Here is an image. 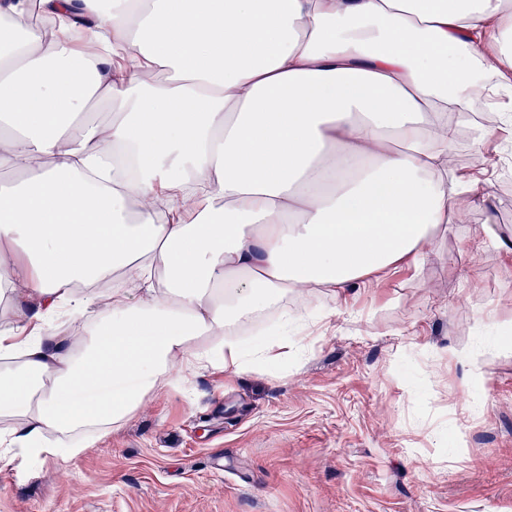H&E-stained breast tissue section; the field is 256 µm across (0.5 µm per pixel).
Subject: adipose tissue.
Segmentation results:
<instances>
[{
	"instance_id": "ef3b65f1",
	"label": "adipose tissue",
	"mask_w": 512,
	"mask_h": 512,
	"mask_svg": "<svg viewBox=\"0 0 512 512\" xmlns=\"http://www.w3.org/2000/svg\"><path fill=\"white\" fill-rule=\"evenodd\" d=\"M510 91L512 0H0V463L268 372L308 315L243 326L288 294L418 268L480 191L474 96Z\"/></svg>"
}]
</instances>
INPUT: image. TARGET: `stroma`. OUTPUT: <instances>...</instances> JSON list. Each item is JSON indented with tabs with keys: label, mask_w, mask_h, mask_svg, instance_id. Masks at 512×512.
<instances>
[{
	"label": "stroma",
	"mask_w": 512,
	"mask_h": 512,
	"mask_svg": "<svg viewBox=\"0 0 512 512\" xmlns=\"http://www.w3.org/2000/svg\"><path fill=\"white\" fill-rule=\"evenodd\" d=\"M419 270L335 304L270 373L200 372L78 458L0 464V512H512V154ZM498 241L472 245L471 225ZM469 349L479 372L449 359Z\"/></svg>",
	"instance_id": "1"
}]
</instances>
